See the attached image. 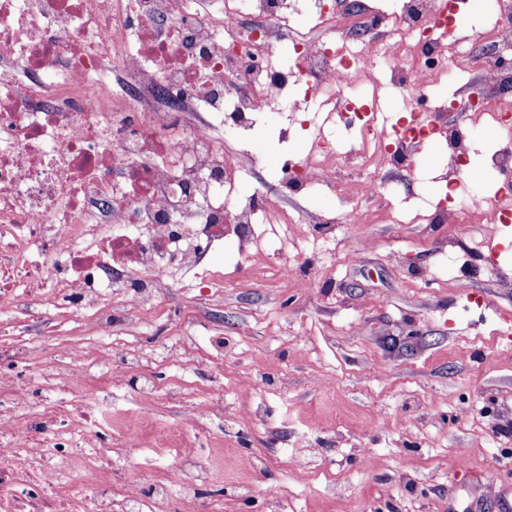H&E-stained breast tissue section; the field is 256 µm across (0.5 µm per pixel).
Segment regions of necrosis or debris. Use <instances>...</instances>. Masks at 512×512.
Here are the masks:
<instances>
[{
    "label": "necrosis or debris",
    "instance_id": "obj_1",
    "mask_svg": "<svg viewBox=\"0 0 512 512\" xmlns=\"http://www.w3.org/2000/svg\"><path fill=\"white\" fill-rule=\"evenodd\" d=\"M301 0H0V512H113L112 418L107 392H81L103 366L77 344L41 348L57 317L104 344L115 311L149 314L159 287L203 268L233 237L241 252L279 221L275 203L234 199L251 155L224 146V130L253 126L265 104L303 86L326 101L359 68L386 61L410 73L409 111L442 112L433 83L452 76L442 50L461 9L404 0L394 16L323 13L312 36L289 30ZM294 67L273 68L282 43ZM512 69L485 64L465 109L499 128L488 168L512 173ZM317 146L282 170L305 193L334 181ZM448 224H508L512 195L491 209L453 200ZM169 485H130L124 512H168Z\"/></svg>",
    "mask_w": 512,
    "mask_h": 512
}]
</instances>
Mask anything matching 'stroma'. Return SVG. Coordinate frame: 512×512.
<instances>
[{"mask_svg":"<svg viewBox=\"0 0 512 512\" xmlns=\"http://www.w3.org/2000/svg\"><path fill=\"white\" fill-rule=\"evenodd\" d=\"M485 27L476 14L449 36L448 56L466 70L437 82L436 98L461 97L476 82L488 49L473 39ZM354 96L375 102L378 134L403 115L388 66L340 93ZM310 110L308 130L287 99L263 114L249 133L257 162L241 193L265 192L320 133L341 145L356 137V123L334 125L328 108ZM432 121L474 128L478 180L448 173L440 139L410 167H385L386 192L366 200L355 187L368 170L338 161L335 186L282 199L291 223L265 227L253 255L225 241L206 265L216 278L208 294L196 291L194 274L182 275V309L140 317L136 334L113 336L114 350L141 361L113 362L91 385L112 388V460L127 482L175 486L181 469L212 460L200 493L222 512H512V226L493 266L479 245L483 225L424 219L425 202L450 180L467 202L490 207L502 179L484 157L499 133L466 112ZM355 209L363 220L348 223ZM310 215L333 219L327 238L314 236ZM184 336L195 346L191 367L164 355ZM146 372L157 387L149 402L136 393ZM185 388L200 407L221 396L223 422L185 427L177 396ZM141 425L172 435L176 451L142 448L122 459L123 431Z\"/></svg>","mask_w":512,"mask_h":512,"instance_id":"35a3bbf8","label":"stroma"}]
</instances>
